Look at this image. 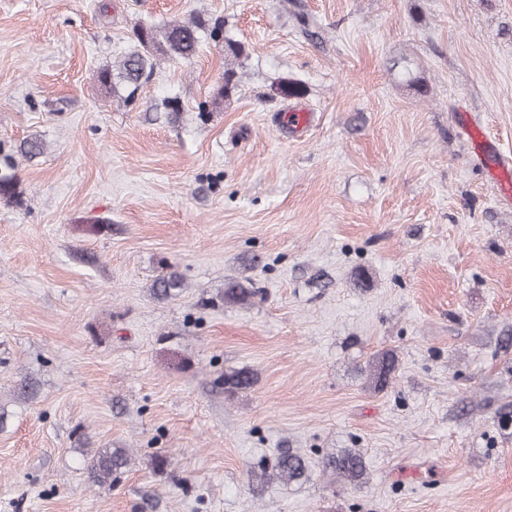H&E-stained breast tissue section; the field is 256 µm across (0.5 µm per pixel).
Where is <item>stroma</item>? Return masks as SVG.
Returning a JSON list of instances; mask_svg holds the SVG:
<instances>
[{"mask_svg": "<svg viewBox=\"0 0 512 512\" xmlns=\"http://www.w3.org/2000/svg\"><path fill=\"white\" fill-rule=\"evenodd\" d=\"M195 16L248 48L235 95L210 40L134 102L99 82L137 23ZM26 139L43 151L0 200V512H512V204L490 177L512 0H0V147ZM165 263L185 289L158 300ZM229 277L261 298L223 303ZM241 367L256 384L225 394ZM97 448L135 465L91 485ZM280 448L307 480L248 476ZM343 448L358 487L322 470ZM396 357L391 351L379 353L372 362V376L376 386L385 387L393 379L396 371Z\"/></svg>", "mask_w": 512, "mask_h": 512, "instance_id": "35a3bbf8", "label": "stroma"}]
</instances>
